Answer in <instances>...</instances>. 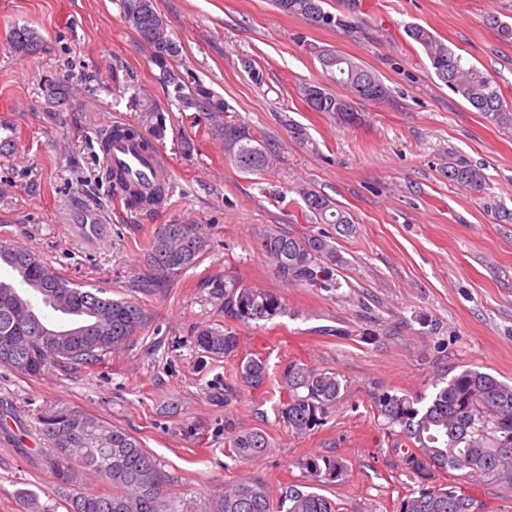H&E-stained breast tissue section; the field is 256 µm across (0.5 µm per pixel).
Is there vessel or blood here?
I'll use <instances>...</instances> for the list:
<instances>
[{"instance_id": "vessel-or-blood-1", "label": "vessel or blood", "mask_w": 512, "mask_h": 512, "mask_svg": "<svg viewBox=\"0 0 512 512\" xmlns=\"http://www.w3.org/2000/svg\"><path fill=\"white\" fill-rule=\"evenodd\" d=\"M121 128V123L111 124L102 138L107 169L122 173L126 180L144 191L156 180H170L171 166L164 154L156 149H144L141 139L121 136ZM70 222L89 240L97 239L103 232L100 215L90 209L75 211Z\"/></svg>"}]
</instances>
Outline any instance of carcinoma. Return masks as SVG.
I'll list each match as a JSON object with an SVG mask.
<instances>
[{"label":"carcinoma","instance_id":"obj_1","mask_svg":"<svg viewBox=\"0 0 512 512\" xmlns=\"http://www.w3.org/2000/svg\"><path fill=\"white\" fill-rule=\"evenodd\" d=\"M285 14L300 16L310 25L347 28L360 6L359 0H345V10L334 14L324 9L322 0H274ZM123 17L149 50L157 80L172 89L178 109L203 113L211 135L224 141V155L243 172L258 174L273 164L276 150L257 138L245 123L224 119L229 106L224 97L196 78L189 69L176 65L181 47L167 21L157 11L155 0H120ZM407 36L424 51L435 75L450 91L479 112L489 125L512 133V108L499 86L474 65L441 42L427 28L410 25ZM8 45L16 53L36 55L43 47L41 35L29 27H13ZM314 55L330 80L356 94L364 82L379 91L366 99L388 98L389 88L371 69L332 49L312 47ZM300 96L314 112L336 114L347 127L362 122L351 100L319 82L300 87ZM143 126L126 127V135L151 133L143 146L151 148L165 135V119L150 105H142ZM448 183L470 192L486 186L483 169L448 152L442 167ZM305 215L318 224H332L336 233L348 234L353 224L335 208L327 194L302 186L297 190ZM206 242L186 224H161L148 243L147 262L151 275L141 284L149 293L166 286L184 271L196 266ZM259 250L274 265L276 275L289 283L321 288L342 287L333 277L346 260L323 234L296 236L272 230L259 241ZM6 266L27 285L18 292L0 283V365L37 378L55 369L94 368L109 354L134 339L148 322V313L138 302L116 299L105 288H82L52 268L33 250L0 238V267ZM213 294L224 297V311L237 322L249 325L268 320L283 312L284 306L272 291L243 285L237 281L212 282ZM56 313L73 314L79 321L71 328L58 329L43 319L32 300ZM191 341L195 349L210 358L231 357L239 349L235 330L204 326ZM241 385L258 388L268 376L266 360L245 357L238 363ZM288 398L280 401L277 414L283 426L297 435L318 430L340 401L344 386L332 371L291 364L283 374ZM377 412L391 428L403 436L401 462L417 478L418 488L405 495L396 512H476L477 502L453 484H439L436 474L454 470L465 482L512 486V385L490 373L465 368L450 378L438 376L430 395L411 397L392 389L372 393ZM41 434L53 444V453L44 465L60 488L72 485L74 473L68 462L98 474L110 490L67 494L66 512H191L179 494L167 490L170 479L157 459L123 428L67 405L45 406L36 414ZM232 456L251 460L263 456L270 443L255 430L226 431ZM299 466L319 482L341 479L345 464L332 455H309ZM281 505L285 512H337L326 496L311 490L288 486ZM215 512H273L266 488L253 480L240 479L224 488Z\"/></svg>","mask_w":512,"mask_h":512}]
</instances>
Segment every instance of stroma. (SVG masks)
<instances>
[{"mask_svg": "<svg viewBox=\"0 0 512 512\" xmlns=\"http://www.w3.org/2000/svg\"><path fill=\"white\" fill-rule=\"evenodd\" d=\"M156 7L184 64L280 156L257 175L227 161L206 121L179 111L159 84L117 0H0V237L149 314L135 340L98 368L35 379L0 366V405L13 406L25 432L19 443L0 434V512H23L24 489L45 512H65L42 464L52 445L35 419L54 403L125 429L198 512H213L225 484L242 478L279 501L289 486L307 484L298 462L311 453L348 467L343 481L322 488L338 512H396L417 480L401 466L399 438L378 415L374 388L427 395L436 375L468 367L512 384V224L488 208L493 200L512 209V135L487 125L437 79L406 28L430 29L488 73L512 105V40L495 26L512 24V0H361L346 30L313 27L272 0H156ZM17 25L41 33L45 50L10 49ZM313 45L352 57L389 87L387 101L356 100L361 125L342 127L303 103L300 85L325 78ZM246 59L263 69V86L245 71ZM50 76L67 88L64 105L49 98ZM141 102L166 118L158 147L173 166L174 189L158 206L132 210L105 178L98 135L115 120L139 125ZM288 118L307 128L315 149L289 139ZM184 135L196 141L193 154L179 147ZM451 150L484 167V191L449 185L440 164ZM302 185L332 197L356 225L334 238L347 260L339 289L285 282L257 248L270 229L321 232L301 210ZM77 206L102 216L96 242L65 230ZM171 223L197 227L206 251L169 287L141 293L148 238ZM224 278L273 290L285 314L257 328L234 324L212 293V281ZM214 323L235 328L237 356L200 358L191 336ZM253 355L266 359L267 382L225 402L239 359ZM292 363L336 371L345 387L325 425L302 437L288 434L275 414ZM228 423L263 432L267 454L248 463L231 458Z\"/></svg>", "mask_w": 512, "mask_h": 512, "instance_id": "stroma-1", "label": "stroma"}]
</instances>
